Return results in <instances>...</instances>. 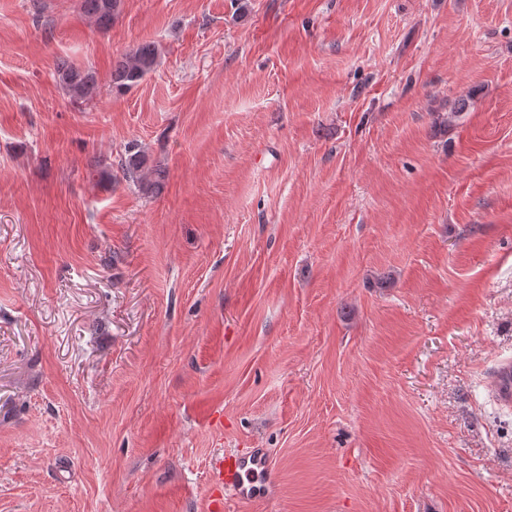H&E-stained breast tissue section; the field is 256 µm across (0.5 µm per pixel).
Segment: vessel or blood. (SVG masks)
Returning <instances> with one entry per match:
<instances>
[{"label":"vessel or blood","mask_w":512,"mask_h":512,"mask_svg":"<svg viewBox=\"0 0 512 512\" xmlns=\"http://www.w3.org/2000/svg\"><path fill=\"white\" fill-rule=\"evenodd\" d=\"M492 399L512 409V359L501 361L488 381ZM218 490L211 497L208 512H224L225 499L251 504L268 498L274 482L272 461L262 448L247 452L217 450L213 456Z\"/></svg>","instance_id":"b4317fda"}]
</instances>
